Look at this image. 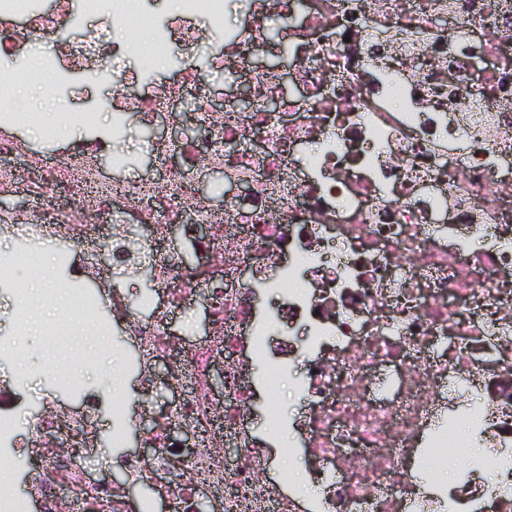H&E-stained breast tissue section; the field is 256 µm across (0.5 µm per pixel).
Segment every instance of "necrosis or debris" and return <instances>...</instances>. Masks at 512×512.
Returning a JSON list of instances; mask_svg holds the SVG:
<instances>
[{
    "instance_id": "necrosis-or-debris-1",
    "label": "necrosis or debris",
    "mask_w": 512,
    "mask_h": 512,
    "mask_svg": "<svg viewBox=\"0 0 512 512\" xmlns=\"http://www.w3.org/2000/svg\"><path fill=\"white\" fill-rule=\"evenodd\" d=\"M140 2L0 0V196L30 200L0 209V361L24 358L36 306L14 271L52 252L43 297L64 293L77 319L41 335L80 396L26 419L0 385V447L41 464L28 501L0 485V512H135L115 473L163 485L171 512H512V0H253L231 27L232 0ZM138 15L161 54L128 69ZM279 53L288 71L259 67ZM23 84L116 93L64 113L52 157L18 136ZM134 116L188 132L133 148ZM204 172L221 208L195 188ZM197 307L193 340L174 320ZM86 327L135 373L150 455L98 452L103 409L126 434V399L83 379L70 347ZM287 377L301 409L269 408L258 436L259 391ZM458 428L482 452L446 482ZM283 439L307 489L270 473Z\"/></svg>"
}]
</instances>
